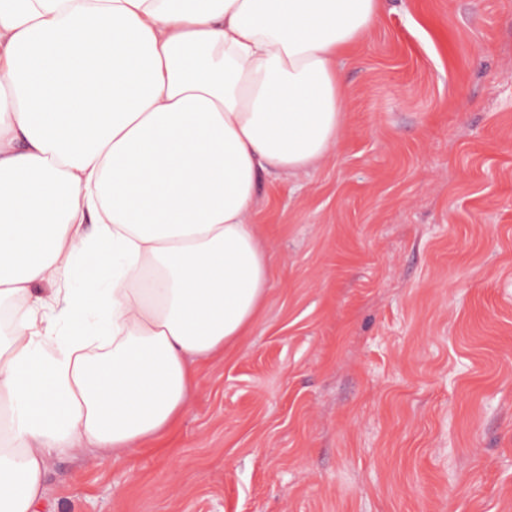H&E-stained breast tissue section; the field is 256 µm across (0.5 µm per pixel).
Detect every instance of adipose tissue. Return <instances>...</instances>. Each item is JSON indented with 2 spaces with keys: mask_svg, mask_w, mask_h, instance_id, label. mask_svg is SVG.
I'll list each match as a JSON object with an SVG mask.
<instances>
[{
  "mask_svg": "<svg viewBox=\"0 0 512 512\" xmlns=\"http://www.w3.org/2000/svg\"><path fill=\"white\" fill-rule=\"evenodd\" d=\"M382 0H0V512L175 425L272 286L261 174L344 133ZM50 292H36L39 284Z\"/></svg>",
  "mask_w": 512,
  "mask_h": 512,
  "instance_id": "1",
  "label": "adipose tissue"
}]
</instances>
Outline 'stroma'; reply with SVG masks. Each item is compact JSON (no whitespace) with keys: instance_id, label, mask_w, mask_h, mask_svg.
Returning a JSON list of instances; mask_svg holds the SVG:
<instances>
[{"instance_id":"1","label":"stroma","mask_w":512,"mask_h":512,"mask_svg":"<svg viewBox=\"0 0 512 512\" xmlns=\"http://www.w3.org/2000/svg\"><path fill=\"white\" fill-rule=\"evenodd\" d=\"M342 74L335 150L260 178L254 326L40 512H512V0H385Z\"/></svg>"}]
</instances>
